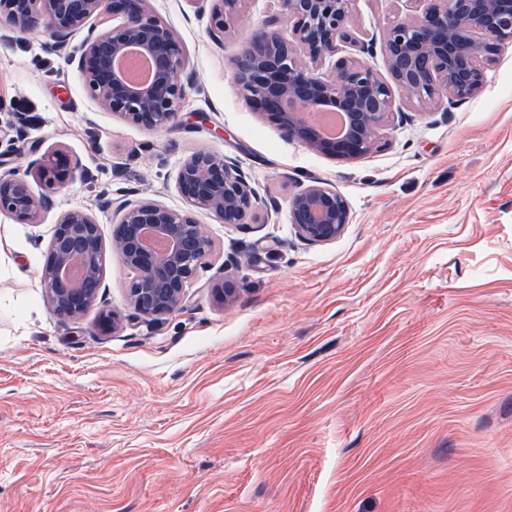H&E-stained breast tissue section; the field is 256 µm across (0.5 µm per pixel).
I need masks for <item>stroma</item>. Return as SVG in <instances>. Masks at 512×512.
<instances>
[{
    "label": "stroma",
    "instance_id": "stroma-1",
    "mask_svg": "<svg viewBox=\"0 0 512 512\" xmlns=\"http://www.w3.org/2000/svg\"><path fill=\"white\" fill-rule=\"evenodd\" d=\"M276 0H243L222 41L190 0H147L195 79L178 122L99 107L47 31L0 22V130L80 163L39 224L0 215V512H512V43L451 110L393 88L403 121L353 160L288 139L237 91L230 62ZM411 0H354L382 42ZM237 160L262 202L243 224L198 214L214 243L178 310L133 320L109 255L100 305L54 316L41 269L60 215L99 195L181 210L179 165ZM316 177L348 203L308 245L287 201ZM228 280L234 293L218 298ZM119 331L103 333L101 311Z\"/></svg>",
    "mask_w": 512,
    "mask_h": 512
}]
</instances>
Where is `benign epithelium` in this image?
I'll use <instances>...</instances> for the list:
<instances>
[{
  "mask_svg": "<svg viewBox=\"0 0 512 512\" xmlns=\"http://www.w3.org/2000/svg\"><path fill=\"white\" fill-rule=\"evenodd\" d=\"M146 0H0V18L15 30L48 31L57 48L93 16L119 15L122 22L88 29L69 56L77 65L87 93L119 118L148 129L168 128L188 94L181 78L187 62L182 45L163 21L145 9ZM211 13L210 35L221 39L242 0H192ZM279 12L252 31L232 60L233 79L248 101L257 105L289 139L309 149L355 159L382 147L380 131L403 117L394 108L390 83L420 102L445 100L452 107L482 91L487 70L501 46L512 40V0H412L416 15L390 24L383 54L392 82H387L362 55L373 41L358 36L347 23L353 0H277ZM290 30L283 35L281 18ZM345 48L355 54L343 56ZM144 55L151 78L144 84L126 80L117 67L128 51ZM336 109L346 114L347 134L322 139L297 114ZM79 163L62 155L30 151L25 168L0 161V214L17 224H37L51 195L71 183ZM44 187L34 194L30 179ZM175 186L186 203L174 210L152 199L114 201L101 206L116 217L110 243L100 224L84 208L64 212L55 224L41 270L50 311L80 320L97 304L105 287L106 256L118 255L131 271L127 295L133 318L151 322L181 309L187 288L212 251L205 225L195 213L222 224H243L260 205L257 191L235 160L210 151L192 152L179 166ZM289 223L311 244L335 240L350 222L345 199L329 184L311 178L288 200ZM169 243L155 248L149 238ZM83 264L78 280L68 270Z\"/></svg>",
  "mask_w": 512,
  "mask_h": 512,
  "instance_id": "1",
  "label": "benign epithelium"
}]
</instances>
